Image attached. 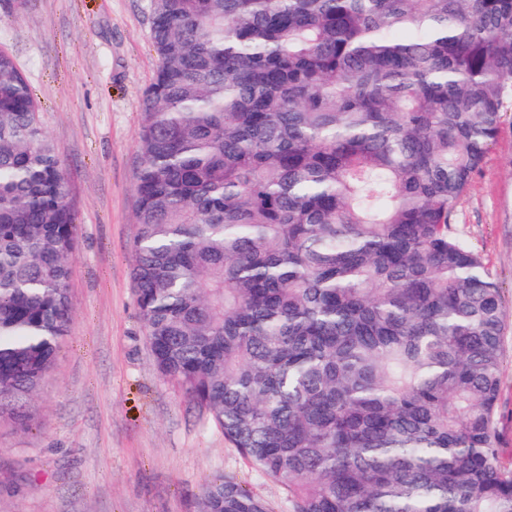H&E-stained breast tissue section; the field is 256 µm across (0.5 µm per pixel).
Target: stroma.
I'll use <instances>...</instances> for the list:
<instances>
[{"label":"stroma","instance_id":"35a3bbf8","mask_svg":"<svg viewBox=\"0 0 512 512\" xmlns=\"http://www.w3.org/2000/svg\"><path fill=\"white\" fill-rule=\"evenodd\" d=\"M150 0H0V48L26 74L78 224L73 322L22 431L0 419V512H199L203 485L234 478L290 512L208 414L162 379L131 278L140 100L157 58ZM450 235L473 247L512 313V111L457 202ZM496 421L512 463V320Z\"/></svg>","mask_w":512,"mask_h":512}]
</instances>
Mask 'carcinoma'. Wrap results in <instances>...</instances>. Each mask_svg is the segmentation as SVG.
<instances>
[{
    "mask_svg": "<svg viewBox=\"0 0 512 512\" xmlns=\"http://www.w3.org/2000/svg\"><path fill=\"white\" fill-rule=\"evenodd\" d=\"M131 276L160 376L292 512H512L507 312L450 215L512 102V0H151ZM77 225L0 50V417L68 336ZM199 512H271L234 479Z\"/></svg>",
    "mask_w": 512,
    "mask_h": 512,
    "instance_id": "cac0c4a2",
    "label": "carcinoma"
}]
</instances>
